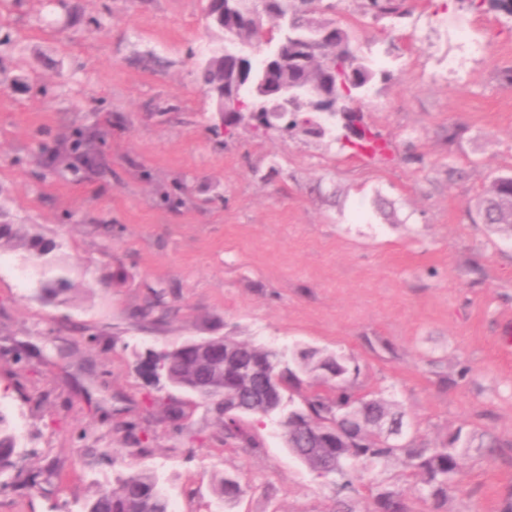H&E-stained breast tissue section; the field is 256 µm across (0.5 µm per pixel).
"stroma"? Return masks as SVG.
Segmentation results:
<instances>
[{"mask_svg": "<svg viewBox=\"0 0 512 512\" xmlns=\"http://www.w3.org/2000/svg\"><path fill=\"white\" fill-rule=\"evenodd\" d=\"M332 2L322 18L353 30L375 72L359 108L381 155L214 132L198 65L222 36L205 0H0V411L19 436L0 512H80L93 481L144 465L181 512H367V490L339 492L274 423L243 417L258 447L225 444L212 403L140 374L136 353L211 336L338 352L356 393L402 405L417 443L460 427L500 443L470 449L440 505L397 463L376 467L410 512L512 499V237L470 214L512 174V18L407 0L376 21ZM87 128L97 169L75 171ZM59 271L69 291L43 297ZM49 464L56 477L22 485ZM225 474L242 488L230 506L214 493Z\"/></svg>", "mask_w": 512, "mask_h": 512, "instance_id": "1", "label": "stroma"}]
</instances>
